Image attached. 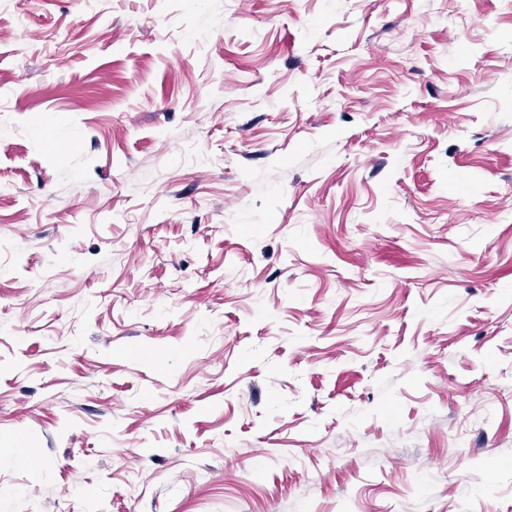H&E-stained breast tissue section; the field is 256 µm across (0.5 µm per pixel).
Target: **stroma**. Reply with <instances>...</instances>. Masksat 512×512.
Listing matches in <instances>:
<instances>
[{"label":"stroma","mask_w":512,"mask_h":512,"mask_svg":"<svg viewBox=\"0 0 512 512\" xmlns=\"http://www.w3.org/2000/svg\"><path fill=\"white\" fill-rule=\"evenodd\" d=\"M0 498L512 512V0H0Z\"/></svg>","instance_id":"stroma-1"}]
</instances>
